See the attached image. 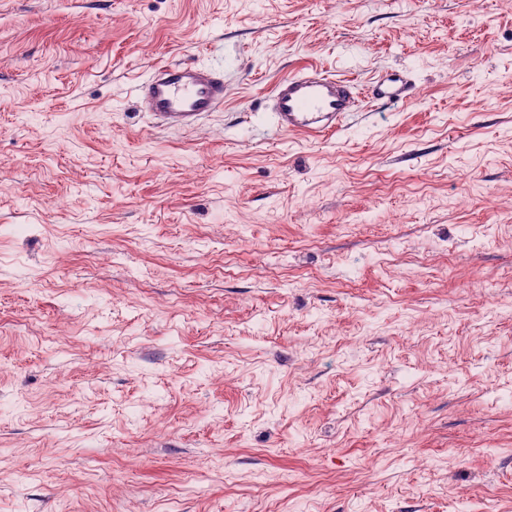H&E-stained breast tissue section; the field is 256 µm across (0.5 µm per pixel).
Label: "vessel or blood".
Wrapping results in <instances>:
<instances>
[{
  "label": "vessel or blood",
  "instance_id": "vessel-or-blood-1",
  "mask_svg": "<svg viewBox=\"0 0 512 512\" xmlns=\"http://www.w3.org/2000/svg\"><path fill=\"white\" fill-rule=\"evenodd\" d=\"M141 109L162 129L190 131L224 104V75L196 62H160L136 89ZM372 100L406 101L411 87L404 74L387 72L368 89ZM269 107L275 126L285 133L320 138L340 131L357 108L353 80L309 65L278 79Z\"/></svg>",
  "mask_w": 512,
  "mask_h": 512
}]
</instances>
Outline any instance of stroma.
<instances>
[{
    "mask_svg": "<svg viewBox=\"0 0 512 512\" xmlns=\"http://www.w3.org/2000/svg\"><path fill=\"white\" fill-rule=\"evenodd\" d=\"M160 60L223 108L155 127ZM307 65L413 96L275 132ZM464 505L512 512V0H0V512ZM136 92L157 127L190 131L224 105V74L197 62H159ZM372 100L399 103L411 96V86L401 71L386 72L376 78L368 89Z\"/></svg>",
    "mask_w": 512,
    "mask_h": 512,
    "instance_id": "stroma-1",
    "label": "stroma"
}]
</instances>
